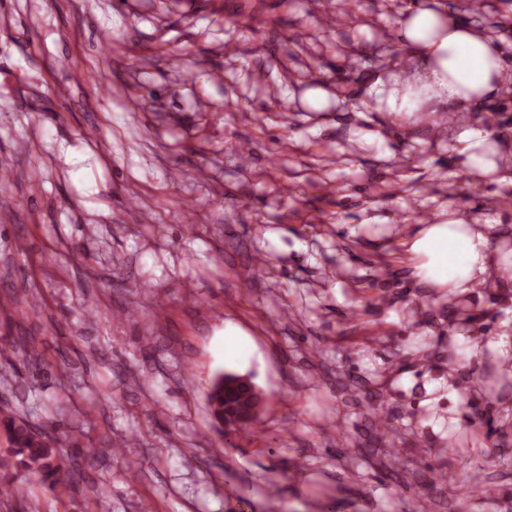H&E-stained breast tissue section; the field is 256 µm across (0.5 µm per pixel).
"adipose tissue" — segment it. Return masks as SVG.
I'll use <instances>...</instances> for the list:
<instances>
[{"label": "adipose tissue", "mask_w": 512, "mask_h": 512, "mask_svg": "<svg viewBox=\"0 0 512 512\" xmlns=\"http://www.w3.org/2000/svg\"><path fill=\"white\" fill-rule=\"evenodd\" d=\"M401 30L408 58L422 66L426 79L417 89H390L377 99V111L411 112L415 99L426 94L453 111L464 112L491 101L512 83L501 49L464 20L416 7L402 21ZM454 139L456 154L483 177L501 174V166L487 156L480 130L460 126ZM493 235V225L462 216L424 226L405 240L404 247L416 277L452 293L479 298L494 283L512 286V255L499 256L492 247Z\"/></svg>", "instance_id": "adipose-tissue-1"}]
</instances>
